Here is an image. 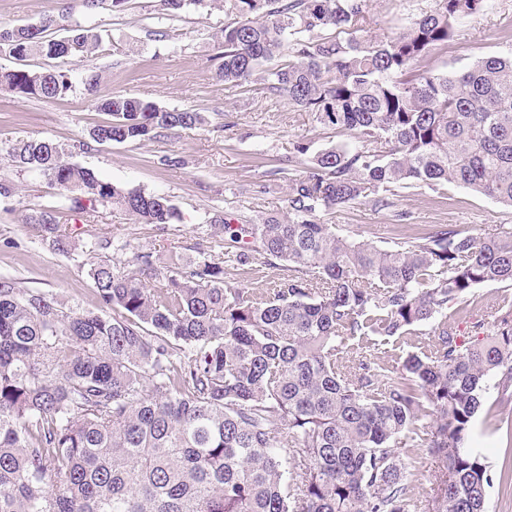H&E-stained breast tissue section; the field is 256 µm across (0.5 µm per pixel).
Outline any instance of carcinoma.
Wrapping results in <instances>:
<instances>
[{"instance_id": "carcinoma-1", "label": "carcinoma", "mask_w": 512, "mask_h": 512, "mask_svg": "<svg viewBox=\"0 0 512 512\" xmlns=\"http://www.w3.org/2000/svg\"><path fill=\"white\" fill-rule=\"evenodd\" d=\"M209 0H160L173 20ZM488 0H432L407 30L362 34L367 0H224L217 76L263 89L354 135L311 159L288 183V210L256 224L222 220L224 256L139 252L126 270L105 258L87 271L98 311L0 281V512H410L396 448L430 429L447 463L434 512H487L498 479L512 494V460L498 476L467 441L498 377L512 387V312L466 344L448 303L483 283H512V233L454 226L382 248L343 235L319 214L366 193L392 206L393 188L458 184L512 206V55L459 73L422 66L458 21ZM53 20L0 37V56L43 57L51 68L0 64V91L59 99L69 63L102 47L95 26ZM348 38H340V34ZM97 144L148 140L206 123L191 109L115 94ZM37 170L76 214L97 205L138 224L176 218L164 196L125 189L71 163L49 140L0 148ZM60 207L33 216L57 250ZM281 266L274 288H229L224 264ZM431 324L433 344L398 366L347 363L346 336H400Z\"/></svg>"}]
</instances>
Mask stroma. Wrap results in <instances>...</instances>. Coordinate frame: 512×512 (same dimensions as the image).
Listing matches in <instances>:
<instances>
[{"mask_svg": "<svg viewBox=\"0 0 512 512\" xmlns=\"http://www.w3.org/2000/svg\"><path fill=\"white\" fill-rule=\"evenodd\" d=\"M156 0H128L123 11L110 5L87 10L83 0H0V28L55 19L63 35L74 22L98 26L107 44L72 62L77 84L66 97L47 100L0 92V141L49 140L65 149L69 161L93 169L103 180L126 189L162 195L177 211L171 224H138L111 207H98L94 219L65 214L62 231L72 242L56 251L39 225L31 220L42 209L60 205L62 191L36 171L19 172L0 161V180L12 181L15 195L0 197V279L17 287L56 295L66 306L100 309L87 275L92 262L103 258L126 263L135 253H153L157 262L178 252L194 259L200 252L220 254L224 235L215 216L246 220L285 212L288 181L304 175L310 155L350 140L349 135L318 123L313 114L289 105L286 98L266 94L256 82L224 83L217 75L218 39L224 26V4L214 0L208 11L157 21ZM431 0H368L366 31L383 36L407 28L419 8ZM163 38L152 37L155 29ZM512 54V0H492L483 15L464 19L446 49L432 53L434 72L456 71L473 61ZM97 72L96 94H88L81 77ZM115 94L151 98L170 109L204 113L200 128H177L146 141L104 143L83 149L95 127L110 122L98 109L99 100ZM306 145L299 154L297 145ZM175 165H168V158ZM278 189H269L270 180ZM391 208L371 199L336 209L326 220L341 233L380 247L391 246L403 224L448 225L492 237L512 232V207L454 184L434 191L426 187L396 188ZM512 308V285L488 282L467 298L449 304L448 324L461 338L491 332L498 311ZM431 327L416 326L397 343L380 337L348 338L344 348L367 362L392 366L410 352L426 350ZM503 394L491 389L475 418L468 440L499 472L506 440L498 428V402ZM399 458L413 473V512H429L445 472L441 460L426 448L400 449Z\"/></svg>", "mask_w": 512, "mask_h": 512, "instance_id": "obj_1", "label": "stroma"}]
</instances>
